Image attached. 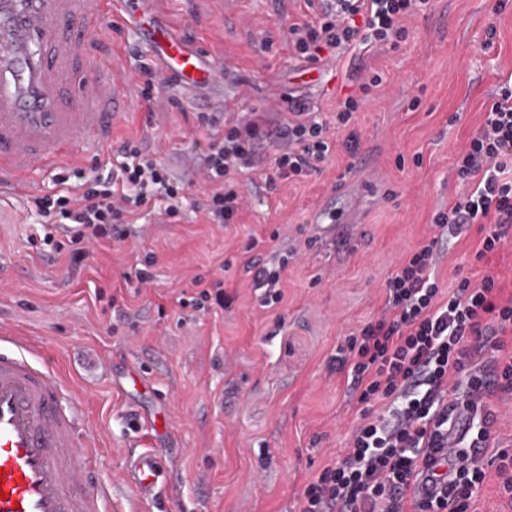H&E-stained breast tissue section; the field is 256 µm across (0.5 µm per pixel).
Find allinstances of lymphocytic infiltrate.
Here are the masks:
<instances>
[{
	"instance_id": "1",
	"label": "lymphocytic infiltrate",
	"mask_w": 512,
	"mask_h": 512,
	"mask_svg": "<svg viewBox=\"0 0 512 512\" xmlns=\"http://www.w3.org/2000/svg\"><path fill=\"white\" fill-rule=\"evenodd\" d=\"M431 8V0H321L315 18L290 24L288 41L296 55L318 63L347 50L394 49L406 35L407 17ZM288 118L275 122L254 108L235 120L202 116L206 147L200 159L204 217L231 224L246 206L240 188L254 166L259 143L271 139L277 180L320 171L330 155L329 126L304 100L288 98ZM119 160L107 176L86 177L74 169V184L52 195L28 200L47 224L44 245L61 251L55 230H66L70 261L80 264L89 244L107 238L128 240L132 225L163 202L168 223L181 218L190 183L174 178L167 167L140 145L123 142ZM458 191L435 214L434 234L402 254L384 285L380 315L348 340L352 382L350 398L361 421L350 446L310 478L298 498L297 512H468L487 472L478 459L488 446L497 413L492 392H512V298L503 299L495 276L462 280L442 290L434 270L440 246L454 227H479L476 260L494 256L512 231V86H502L486 118L457 158ZM287 259L270 253L249 258L245 269L263 305L280 303ZM194 293L179 297V307L207 312L229 309L235 299L224 280L197 278ZM380 414H371L375 403ZM463 433L453 454H445L448 433ZM441 486L442 496L417 495L420 481Z\"/></svg>"
}]
</instances>
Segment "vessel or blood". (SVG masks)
<instances>
[{
  "mask_svg": "<svg viewBox=\"0 0 512 512\" xmlns=\"http://www.w3.org/2000/svg\"><path fill=\"white\" fill-rule=\"evenodd\" d=\"M112 0H85L79 17L60 15L57 0H0V178L37 172L99 152L102 135L128 104L117 81L92 74L93 91L111 108L92 112L83 94L61 95L76 31L97 28ZM135 31L160 62L163 82L218 83L224 66L202 56L166 25L140 13ZM28 337L0 334V512H108L112 483L94 434L75 409L77 393L36 360ZM124 481L144 500L157 499L168 475L149 450L129 454Z\"/></svg>",
  "mask_w": 512,
  "mask_h": 512,
  "instance_id": "obj_1",
  "label": "vessel or blood"
}]
</instances>
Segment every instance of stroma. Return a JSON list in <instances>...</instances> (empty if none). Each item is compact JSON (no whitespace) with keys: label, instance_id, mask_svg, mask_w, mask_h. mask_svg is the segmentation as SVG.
I'll list each match as a JSON object with an SVG mask.
<instances>
[{"label":"stroma","instance_id":"1","mask_svg":"<svg viewBox=\"0 0 512 512\" xmlns=\"http://www.w3.org/2000/svg\"><path fill=\"white\" fill-rule=\"evenodd\" d=\"M496 5L432 0L406 19L398 49H355L314 65L295 56L283 29L310 18L304 0H149L182 37L228 64L222 83L171 82L149 97L138 72L157 63L123 11L78 41L76 74L106 67L126 78L134 105L113 123L103 161H81L89 175L111 171L113 152L133 140L186 180L187 159L204 146L200 113L278 112L289 94L330 120L360 75L375 68L388 81L354 115L357 154L346 151L349 130L333 128L321 172L278 181L270 194L253 172L236 224L206 223L194 187L180 223L148 215L143 238L90 245L74 266L68 253L32 248L42 218L26 194L0 189V332L32 337L57 375L85 388L79 411L108 462L112 512H161L121 479L137 439L164 462L178 512H295L304 481L349 447L359 409L341 362L348 340L380 314L399 254L432 235L435 212L457 191L455 157L512 81V0L501 12ZM321 205L356 207L361 221L317 239L311 219ZM252 237L274 238L288 259L283 299L269 307L243 268ZM478 238L473 227L444 240L435 269L442 288L488 273L512 283V241L479 262ZM149 251L154 283L140 289L129 275ZM217 274L237 291L231 310H179L195 277ZM134 372L149 390L134 388Z\"/></svg>","mask_w":512,"mask_h":512}]
</instances>
